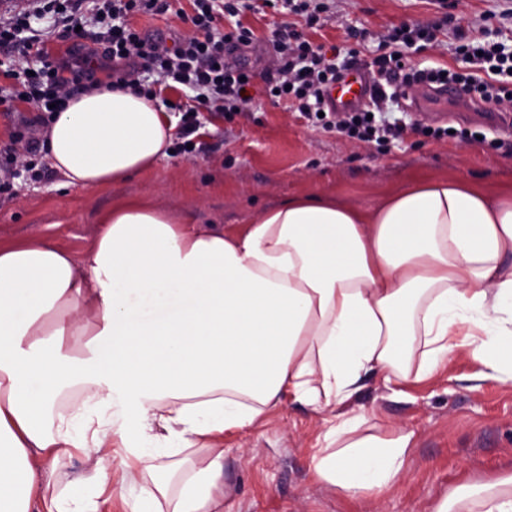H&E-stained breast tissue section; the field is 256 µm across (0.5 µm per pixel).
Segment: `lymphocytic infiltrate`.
<instances>
[{"mask_svg": "<svg viewBox=\"0 0 512 512\" xmlns=\"http://www.w3.org/2000/svg\"><path fill=\"white\" fill-rule=\"evenodd\" d=\"M189 16L195 31L172 42L150 38L131 22L137 14H161L169 0H38L34 9H22L0 17V47H20L27 66L13 59H0V75L10 84L0 87V105L14 108L22 102L33 106L37 115L11 136L21 154H33L40 140L32 129L47 126L55 111L93 85L100 78L112 85L129 87L152 96L143 77L155 75L157 83L190 89L195 105L186 107L184 129L197 127V108L206 106L225 116L237 114L250 99V72L242 64L228 61L230 51L249 46L254 38L242 17L258 13L270 0H190ZM55 16L62 29L58 39L67 41L64 54L52 52L43 35L33 33L32 20L40 15ZM227 29H219V21ZM478 39L455 30V51L464 63L462 71L411 70L406 56L418 42H432L435 35L424 28L400 26L377 34L376 54L366 66L375 82L368 102L361 107H336L329 97L333 85L360 63L355 51L343 61L327 55L323 47H312L302 33L293 29L277 32V60L266 78L268 90L283 100L288 111L298 113L311 126L336 130L352 140L375 144L387 151L391 140L410 132L436 141L449 137L446 128H432L415 122L388 121V106L407 96L414 85L448 84L477 105L512 102V40L502 30L482 24Z\"/></svg>", "mask_w": 512, "mask_h": 512, "instance_id": "f902f5d3", "label": "lymphocytic infiltrate"}]
</instances>
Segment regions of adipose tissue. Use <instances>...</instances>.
Returning <instances> with one entry per match:
<instances>
[{"label": "adipose tissue", "instance_id": "1", "mask_svg": "<svg viewBox=\"0 0 512 512\" xmlns=\"http://www.w3.org/2000/svg\"><path fill=\"white\" fill-rule=\"evenodd\" d=\"M173 138L156 100L102 83L50 121L46 158L94 190ZM459 349L512 379V188L423 177L371 211L315 193L207 231L117 200L83 254L0 242V512H101L105 491L130 512H223L225 433L287 396L331 414L321 479L385 490L413 434H359L348 402L366 375L419 383ZM68 448L93 493L44 472ZM484 489L434 512H512V476Z\"/></svg>", "mask_w": 512, "mask_h": 512}]
</instances>
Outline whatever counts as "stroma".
<instances>
[{
  "instance_id": "stroma-1",
  "label": "stroma",
  "mask_w": 512,
  "mask_h": 512,
  "mask_svg": "<svg viewBox=\"0 0 512 512\" xmlns=\"http://www.w3.org/2000/svg\"><path fill=\"white\" fill-rule=\"evenodd\" d=\"M326 23L309 32L317 45H339L370 57L376 44L348 38V27L384 33L395 26H440L426 52L409 55L412 67L461 70L452 31L472 28L481 15L512 30V0H324ZM255 41L235 53L255 76L253 99L234 120L200 110L188 140L175 136L173 153L131 179L94 191L67 186L43 154L33 162L40 178L24 174L0 195V240L51 236L60 247L83 254L99 229L98 219L120 198H137L205 229L245 223L258 211L288 198L330 192L343 202L371 209L410 177L452 175L512 185V156L476 142L410 136L388 152L306 124L265 92L276 58L273 33L301 17L274 8L247 15ZM399 111L429 113V126L486 130L465 104L435 100L428 87L400 101ZM482 365L466 352L453 353L433 378L402 387L369 378L354 397L365 416L362 433L399 425L414 430L403 477L388 489L345 497L319 480L313 455L323 447L326 413L293 398L263 424L224 436V512H433L455 489L512 476V379H481Z\"/></svg>"
}]
</instances>
